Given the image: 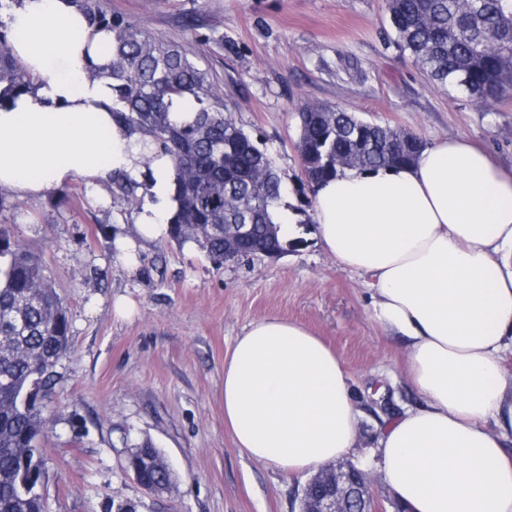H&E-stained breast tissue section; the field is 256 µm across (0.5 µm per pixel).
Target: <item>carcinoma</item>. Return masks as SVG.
I'll use <instances>...</instances> for the list:
<instances>
[{"label": "carcinoma", "mask_w": 512, "mask_h": 512, "mask_svg": "<svg viewBox=\"0 0 512 512\" xmlns=\"http://www.w3.org/2000/svg\"><path fill=\"white\" fill-rule=\"evenodd\" d=\"M89 23L111 34L103 45L109 63L89 77L112 82V117L145 145L171 156L174 165L167 239L194 243L216 264L224 263V225L251 224L253 241L275 233L284 246L278 210L284 188L268 154L229 115L206 71L188 51L145 36L99 0H78ZM397 45L438 86H456L479 106L512 88V0H386ZM12 35L0 24V89L20 94L30 77L10 49ZM192 97L195 115L171 118L175 101ZM298 150L307 187L336 176L341 166L405 165L425 147L413 135L361 119L330 104L298 108ZM117 189L138 206L141 183L119 174ZM70 324L40 259L0 227V512H44L43 494L23 489V477L43 470L25 448L41 447L47 420L45 397L56 385L55 367L70 351ZM152 483L171 470L150 440L132 453Z\"/></svg>", "instance_id": "obj_1"}]
</instances>
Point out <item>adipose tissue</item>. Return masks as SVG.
Listing matches in <instances>:
<instances>
[{
  "label": "adipose tissue",
  "instance_id": "ef3b65f1",
  "mask_svg": "<svg viewBox=\"0 0 512 512\" xmlns=\"http://www.w3.org/2000/svg\"><path fill=\"white\" fill-rule=\"evenodd\" d=\"M0 23L32 85L0 102V192L41 199L150 161L170 194L173 163L148 156L112 117L106 32L75 0H13ZM323 247L358 275L376 320L407 348L422 398L383 426L385 483L408 512H512V167L459 135L405 166L348 169L315 187ZM224 423L237 447L282 470H313L354 448L358 413L339 355L306 326L251 323L224 362Z\"/></svg>",
  "mask_w": 512,
  "mask_h": 512
}]
</instances>
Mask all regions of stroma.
Here are the masks:
<instances>
[{
	"label": "stroma",
	"instance_id": "1",
	"mask_svg": "<svg viewBox=\"0 0 512 512\" xmlns=\"http://www.w3.org/2000/svg\"><path fill=\"white\" fill-rule=\"evenodd\" d=\"M143 33L189 49L230 115L299 206L300 103L339 106L419 137L458 134L512 165V92L483 108L434 85L398 49L385 0H100ZM0 225L39 255L68 312L71 351L56 367L43 437L45 512H299L312 473L253 461L224 425V360L251 322L278 316L341 357L359 417L348 460L383 502L374 464L391 416L419 402L406 348L373 317L361 279L343 271L312 224L286 253L214 264L194 244L139 235V208L112 184L75 179L45 199L5 195ZM132 308L118 317L116 300ZM151 440L175 487L156 495L125 467Z\"/></svg>",
	"mask_w": 512,
	"mask_h": 512
}]
</instances>
